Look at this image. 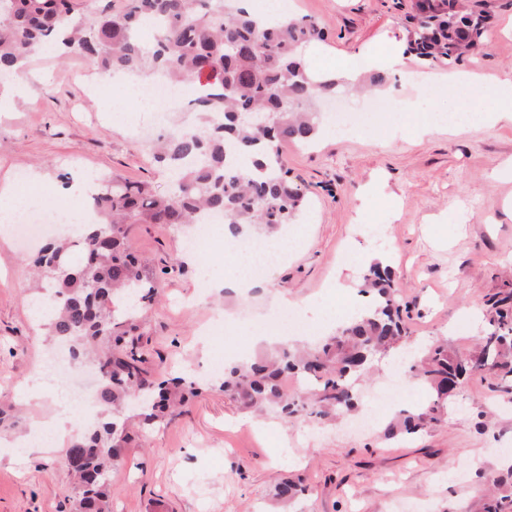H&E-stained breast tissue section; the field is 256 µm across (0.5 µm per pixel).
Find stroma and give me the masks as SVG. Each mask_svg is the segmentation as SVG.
<instances>
[{
    "instance_id": "1",
    "label": "stroma",
    "mask_w": 512,
    "mask_h": 512,
    "mask_svg": "<svg viewBox=\"0 0 512 512\" xmlns=\"http://www.w3.org/2000/svg\"><path fill=\"white\" fill-rule=\"evenodd\" d=\"M290 16L317 23L326 35L317 67L339 72L347 57L400 47L399 70L373 88L379 100L369 132L327 133L316 144L279 143L290 179L309 206L288 228L291 246L247 296L201 293V277L230 275L239 249L217 248L190 261L184 234L165 224H136L131 246L162 286L144 311L143 344L154 372L208 379L226 346L248 336L280 298L307 300L301 319L322 324L349 314L362 300L367 267L389 265L417 344L445 339L462 346L484 332L490 300L512 281V120L475 114L464 130L418 136L406 127L409 102L443 104L480 98L512 80V0H479L488 26L477 61L452 71L476 72L479 84L444 82L450 69L416 57L408 46L413 0H290ZM81 57L40 53L28 59L30 94L0 112V186L22 195L19 174L37 189L57 186L58 174H117L167 193L171 183L150 154L157 135L149 112L118 124L102 113L124 97L120 82L83 95ZM439 72L435 83L409 85L400 70ZM77 165H70V157ZM33 247L0 234V398L17 400L26 379L52 345L29 303L45 287L30 264ZM347 283L336 291L338 283ZM238 317L230 336L202 341L214 314ZM485 407L476 419L471 410ZM63 445L32 453L0 447V512H71L72 481ZM512 394L497 376L478 372L448 404V419L427 432L385 438L380 426L354 430L344 422L295 426L273 415L250 418L219 388L189 398L171 421L139 428L112 475V512H482L481 490L512 493ZM304 478L308 491L289 510L272 498L284 476Z\"/></svg>"
}]
</instances>
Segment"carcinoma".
<instances>
[{"mask_svg":"<svg viewBox=\"0 0 512 512\" xmlns=\"http://www.w3.org/2000/svg\"><path fill=\"white\" fill-rule=\"evenodd\" d=\"M242 0H125L117 12H80L75 0H0V77L22 72L45 47L83 57L102 74L149 72L202 88L193 99L204 114L198 131L175 128L158 137L155 158L169 170L173 191L107 176L87 202L98 220L78 239L61 237L35 259L54 308L50 335L70 344L74 359L91 355L102 375L96 401L102 418L75 433L63 460L76 455L72 512H110L112 472L136 419L155 422L176 409L203 382L153 379L139 342L140 317L160 288L128 244L135 224L186 228L198 217H224L230 237L270 236L294 223L304 195L288 179L274 144L310 143L322 133L315 111L346 81H316L301 50L323 39L307 19H271L241 6ZM410 50L454 66L467 58L465 43L478 11L462 0H426ZM261 112L267 128L243 115ZM369 303L316 345L280 343L258 357L224 366L220 387L254 414L274 412L285 420H334L360 405L359 386L376 359L394 355L410 339L402 304L388 267L377 262L363 276ZM496 301L489 329L460 351L435 342L416 350L409 371L428 392L420 407L402 409L384 436L416 434L445 421L448 389L462 388L473 372L490 370L512 390V307ZM305 488L286 478L273 498L286 506Z\"/></svg>","mask_w":512,"mask_h":512,"instance_id":"obj_1","label":"carcinoma"}]
</instances>
